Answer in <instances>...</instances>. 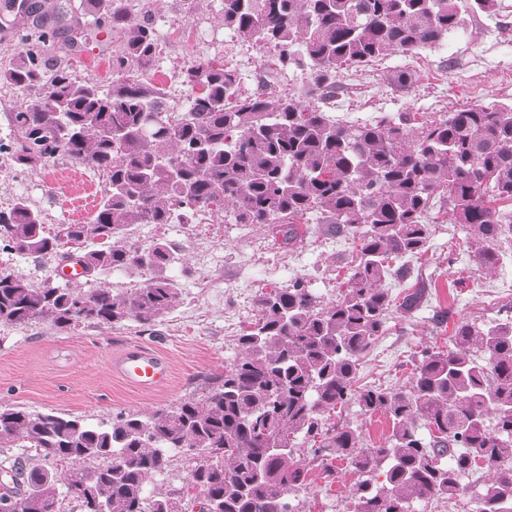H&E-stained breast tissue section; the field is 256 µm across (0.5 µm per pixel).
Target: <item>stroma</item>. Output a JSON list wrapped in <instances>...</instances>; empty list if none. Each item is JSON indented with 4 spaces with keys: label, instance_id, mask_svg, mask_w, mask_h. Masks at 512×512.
I'll return each instance as SVG.
<instances>
[{
    "label": "stroma",
    "instance_id": "1",
    "mask_svg": "<svg viewBox=\"0 0 512 512\" xmlns=\"http://www.w3.org/2000/svg\"><path fill=\"white\" fill-rule=\"evenodd\" d=\"M498 2L496 14L472 17L464 33L438 48L392 55L373 63L367 73L345 74L334 115L367 122L399 112L419 118L492 100L511 102L512 0ZM221 7L222 0H140L132 17L153 24L160 43V54L142 72V81L163 88L170 103H183L190 90L181 82V70L208 57L238 70L242 93L262 82L275 94L291 89L304 95L306 72L280 69L272 51L234 38L224 27ZM120 44L119 33L112 32L62 62L80 80L106 87ZM403 67L413 72L414 84L402 94L392 91L389 76ZM104 186L96 171L67 156L30 170L14 168L0 155V207L27 194L49 233L72 223L69 202L100 200ZM299 231L296 242L287 246L268 224H228L220 217L209 226L174 221L162 237L180 256L171 272L183 288L181 304L151 327L134 321L114 328H59L44 320L23 326L0 323V404L52 410L96 424L121 412L144 415L174 409L187 399L204 400L240 355L237 336L253 315L251 299L257 291L299 279L332 302L346 289L355 244L327 234L313 220ZM501 251L496 273L484 276L460 225L449 213H440L424 252L407 259L404 277L386 283L397 299L421 286L427 293L412 314L391 310L384 335L361 360L360 385H407L421 351L448 348L458 323L512 319V246L502 245ZM131 346L166 360L170 379L165 386L144 390L113 373V360ZM329 421L358 426L371 448L383 445L391 431L385 415L364 412L353 402ZM313 444V439L296 438L307 469L305 512H345L358 475L339 458L314 459Z\"/></svg>",
    "mask_w": 512,
    "mask_h": 512
}]
</instances>
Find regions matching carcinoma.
Here are the masks:
<instances>
[{"label":"carcinoma","mask_w":512,"mask_h":512,"mask_svg":"<svg viewBox=\"0 0 512 512\" xmlns=\"http://www.w3.org/2000/svg\"><path fill=\"white\" fill-rule=\"evenodd\" d=\"M93 2L90 21L49 11L47 0L29 4L26 22L11 20L37 49L24 47L0 67V89L34 97L8 113L0 153L21 169L66 155L104 174L108 188L87 222L54 235L44 233L29 197H15L0 210V249L56 256L66 239L81 249L63 257L87 279L124 270L145 281L84 291L0 272V322L157 324L181 299L167 274L176 257L160 240L133 245L131 231L198 209L232 224H274L285 244L317 214L357 242L358 263L331 303L300 280L258 294L238 336L241 356L202 401L96 425L0 405V469L13 483L0 492V512L15 502L19 512H63L67 498L83 512H189L179 491L148 493L179 453L194 459L188 484L221 512H302L290 499L306 478L294 438L319 434L323 415L352 400L388 415L392 429L383 446L365 448L359 428L345 423L312 449L362 475L347 512H413L427 495L464 497L459 477L477 456L488 478L475 512L512 503V320L461 322L453 346L426 349L403 388H354L359 358L390 314L386 280L405 273L391 262L423 251L434 201L462 225L483 270L497 262L495 246L512 239V211L500 208L512 203V103L474 104L416 126L407 112L352 123L328 110L338 74L434 48L476 13L496 12L498 0H223L224 28L271 49L281 68L308 71L311 101L263 84L244 96L236 70L200 58L181 77L202 92L177 116L166 93L137 76L159 55L154 28L132 20V0ZM103 20L123 38L112 89L79 80L67 65L49 68L44 52L54 35H63L60 51L80 52ZM20 442L43 464L28 469L11 454Z\"/></svg>","instance_id":"obj_1"}]
</instances>
